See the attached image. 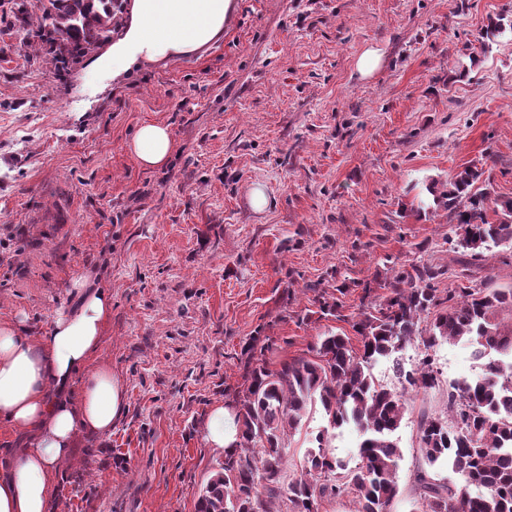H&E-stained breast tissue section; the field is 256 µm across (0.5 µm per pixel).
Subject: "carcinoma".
Masks as SVG:
<instances>
[{"label":"carcinoma","mask_w":512,"mask_h":512,"mask_svg":"<svg viewBox=\"0 0 512 512\" xmlns=\"http://www.w3.org/2000/svg\"><path fill=\"white\" fill-rule=\"evenodd\" d=\"M19 12L36 21L61 58L98 48L122 22L118 0H37L33 11L21 3ZM508 33L512 13L489 19L478 36L481 51ZM484 174L466 166L445 182H431L428 195L417 198V211L444 209L455 225L454 248L462 250L459 287L441 296L436 281L445 270L422 260L401 264L381 284L388 295L352 318L359 349L349 337L330 332L310 358L285 361L275 370L256 362L237 395L238 440L202 488L196 512H320L322 501L342 494L353 495L356 512H385L399 491L401 451L393 434L408 410L407 395L435 388L439 377L426 356L411 370L396 368L401 389L395 390L378 383L371 367L416 338L427 349L441 339L464 341L481 359H505L453 386L450 419L421 418L425 460L433 465L445 459L484 489L473 497L420 472L416 482L426 512H512V288H480L471 274V261L494 247L512 248V198L480 187ZM430 312L433 322L422 332L419 322ZM317 404L328 426L315 436L317 446L300 462L298 476L286 483L285 438L306 425ZM350 421L361 432L353 467L329 451V431Z\"/></svg>","instance_id":"1"}]
</instances>
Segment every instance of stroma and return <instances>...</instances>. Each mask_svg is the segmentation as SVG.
<instances>
[{
	"label": "stroma",
	"instance_id": "stroma-1",
	"mask_svg": "<svg viewBox=\"0 0 512 512\" xmlns=\"http://www.w3.org/2000/svg\"><path fill=\"white\" fill-rule=\"evenodd\" d=\"M233 4L216 41L112 78L92 71L93 53L63 62L29 44L16 0H0V320L42 336L76 304L73 279L109 289L92 362L128 391L111 433L74 448L52 512H195L224 460L206 419L240 389L252 350L274 370L327 332L353 336L347 316L365 285L381 296L387 261L456 270L444 213L414 209L431 181L477 164L512 197V37L484 53L477 42L512 0ZM369 49L382 62L364 77ZM470 51L476 65L456 78ZM146 122L173 139L153 170L129 149ZM314 283L343 319L314 317ZM427 355L440 383L410 396L389 512H420L423 468L479 492L426 465L419 438L421 414L445 413L449 386L481 374L470 347L414 340L372 372L396 389V367Z\"/></svg>",
	"mask_w": 512,
	"mask_h": 512
}]
</instances>
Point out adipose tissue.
Segmentation results:
<instances>
[{
    "instance_id": "ef3b65f1",
    "label": "adipose tissue",
    "mask_w": 512,
    "mask_h": 512,
    "mask_svg": "<svg viewBox=\"0 0 512 512\" xmlns=\"http://www.w3.org/2000/svg\"><path fill=\"white\" fill-rule=\"evenodd\" d=\"M232 7V0H132L123 37L94 67L115 76L140 60L199 50L222 35ZM131 148L142 167L155 169L167 163L173 141L166 125L147 123ZM75 286L79 306L58 310L44 336H29L19 318L0 322V421L24 437L22 449L0 465V512H49L78 441L110 433L127 405L125 379L110 364H90L112 315V294L81 280Z\"/></svg>"
}]
</instances>
